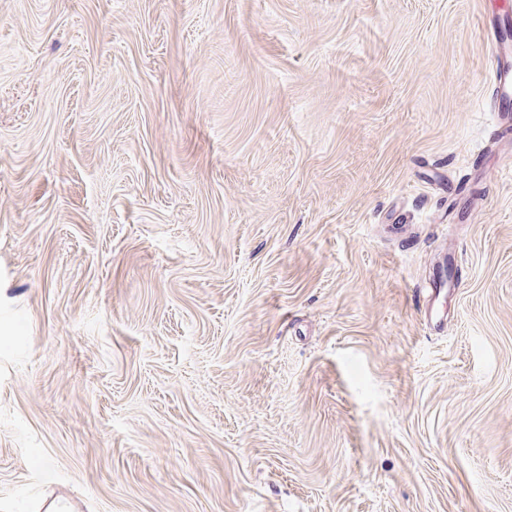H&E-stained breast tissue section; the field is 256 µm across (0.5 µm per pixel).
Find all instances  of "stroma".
<instances>
[{"label":"stroma","instance_id":"obj_1","mask_svg":"<svg viewBox=\"0 0 512 512\" xmlns=\"http://www.w3.org/2000/svg\"><path fill=\"white\" fill-rule=\"evenodd\" d=\"M506 2L0 0V512H512ZM484 27V40L494 61L492 83L494 87L493 109L497 111L498 126L507 132L512 112V44H506L508 31L496 25ZM448 282V275H446L444 271H441L437 277L433 274V277L429 282V286L426 289L430 299L428 300V306L425 309V318L427 320L428 327L436 332L442 331L446 324L445 319L437 318L434 315L433 299L434 302L438 300L441 292H443L445 288H448Z\"/></svg>","mask_w":512,"mask_h":512}]
</instances>
